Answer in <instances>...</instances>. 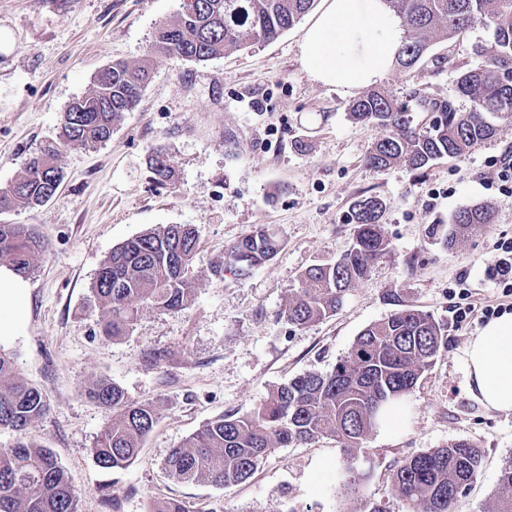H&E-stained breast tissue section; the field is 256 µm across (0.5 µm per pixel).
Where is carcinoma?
<instances>
[{"label":"carcinoma","instance_id":"carcinoma-1","mask_svg":"<svg viewBox=\"0 0 512 512\" xmlns=\"http://www.w3.org/2000/svg\"><path fill=\"white\" fill-rule=\"evenodd\" d=\"M176 21L158 29L151 52L202 62L251 40H273L292 28L315 0H186ZM400 19L404 39L396 62L418 63L436 43L459 37L476 26L493 30V40L475 46L481 64L461 72L457 92L471 107L459 112L447 101L414 93L417 105L433 117L413 124L408 106L381 89H370L349 104L357 123L382 130L366 155L367 165L384 170L404 163L426 170L434 162L459 158L497 136L512 123V0H385ZM146 64L116 62L94 78L89 94L63 113L57 139L32 153L22 173L0 185V212L41 206L63 179L58 166L63 148L88 149L112 136L115 122L139 101L149 79ZM153 182H175L176 169L165 153L148 162ZM385 201L360 195L350 205L353 246L335 261L307 267L285 310L288 324L304 327L332 317L346 292L366 278L391 252L382 219ZM495 212L487 205L460 208L449 228L431 224L428 234L447 247L490 229ZM199 244L190 224H166L124 241L106 257L91 286L99 333L127 336L145 309L181 311L195 295L192 276ZM283 240L266 224L236 240L210 267L211 274L240 276L270 262ZM45 251L43 239L27 224H0V262L26 277ZM447 344V330L433 315L400 309L365 327L329 373L307 372L275 386L251 412L221 414L170 449L166 470L183 483L229 489L249 480L275 449L307 445L332 436L345 448H359L380 425L385 406L410 392ZM86 394L112 411L97 436L93 456L107 470L126 469L137 459L159 417L154 401L128 399L105 380ZM48 411L40 390L17 372L14 358L0 351V429L16 441L0 448V512H77V493L54 452L26 438L27 427ZM482 450L455 440L400 461L391 491L410 512H457L459 490L478 477ZM494 512H512V457L503 460ZM148 512H224V506L195 508L174 497L151 502Z\"/></svg>","mask_w":512,"mask_h":512}]
</instances>
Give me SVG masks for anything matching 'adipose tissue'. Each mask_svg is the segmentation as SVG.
Here are the masks:
<instances>
[{
	"label": "adipose tissue",
	"mask_w": 512,
	"mask_h": 512,
	"mask_svg": "<svg viewBox=\"0 0 512 512\" xmlns=\"http://www.w3.org/2000/svg\"><path fill=\"white\" fill-rule=\"evenodd\" d=\"M403 40L398 18L384 0H321L300 41L307 76L324 86L364 90L390 72ZM26 280L0 266V335L24 313ZM470 389L489 410L512 411V314L487 323L467 348Z\"/></svg>",
	"instance_id": "adipose-tissue-1"
}]
</instances>
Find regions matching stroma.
<instances>
[{
  "mask_svg": "<svg viewBox=\"0 0 512 512\" xmlns=\"http://www.w3.org/2000/svg\"><path fill=\"white\" fill-rule=\"evenodd\" d=\"M180 3L0 0V30L9 34L0 49V185L56 137L62 114L90 92L99 69L116 60L152 63L150 82L110 140L61 152L64 178L52 200L0 213V224L31 225L47 242L28 278L22 321L0 335V350L13 355L48 404L27 439L56 454L79 492L78 512H147L163 497L197 508L220 502L226 512H364L370 503L408 512L390 492L397 462L466 439L481 448L483 464L458 512H489L502 462L512 456V412L485 409L472 395L466 350L481 324L453 323L449 308L462 276L476 303L499 294L487 269L494 242L512 238V198L485 188L483 178L512 149V125L425 171L373 169L365 156L380 131L350 119L353 93L307 77L298 53L303 23L204 62L152 56L159 24L174 21ZM491 36L479 26L437 43L410 71L392 69L381 87L406 102L420 125L432 115L411 102L415 90L468 110L457 78L480 64L474 47ZM160 150L178 171L174 185L151 180L146 160ZM362 194L386 203L390 254L336 315L288 325L284 310L300 273L352 245L349 207ZM473 204L495 208L488 232L453 250L429 237V225L448 224ZM162 224H190L199 233L193 303L178 312L145 310L117 340L99 336L89 296L102 261L114 246ZM259 224L283 239L276 258L247 276L210 274L211 262ZM401 306L445 324L448 346L402 399L399 430L376 431L348 452L330 436L275 449L250 480L230 489L168 476L170 449L207 421L250 412L295 375L332 371L366 326ZM100 379L160 407L137 461L124 470H103L92 455L112 418L84 394ZM348 468L364 477L359 493L342 488ZM107 484L117 508L102 503Z\"/></svg>",
  "mask_w": 512,
  "mask_h": 512,
  "instance_id": "35a3bbf8",
  "label": "stroma"
}]
</instances>
